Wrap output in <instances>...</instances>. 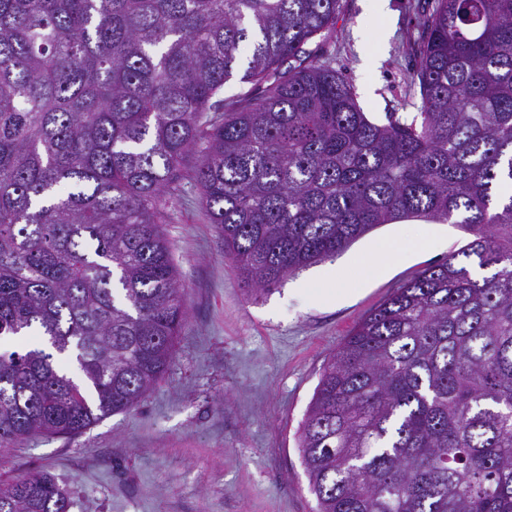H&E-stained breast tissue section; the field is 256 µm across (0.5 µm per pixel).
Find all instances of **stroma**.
Listing matches in <instances>:
<instances>
[{"label":"stroma","instance_id":"35a3bbf8","mask_svg":"<svg viewBox=\"0 0 512 512\" xmlns=\"http://www.w3.org/2000/svg\"><path fill=\"white\" fill-rule=\"evenodd\" d=\"M427 0H343L325 48L380 119L414 102L412 42ZM188 315L161 381L130 411L75 436H36L0 450V486L52 474L69 512H315L298 435L328 356L369 311L431 264L461 250V224L409 218L382 224L336 257L248 295L198 191L170 203L165 226ZM396 265L374 260L386 242ZM371 266L359 264V257ZM346 289L327 300L328 272Z\"/></svg>","mask_w":512,"mask_h":512}]
</instances>
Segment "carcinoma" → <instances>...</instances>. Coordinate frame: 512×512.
Here are the masks:
<instances>
[{
  "label": "carcinoma",
  "instance_id": "obj_1",
  "mask_svg": "<svg viewBox=\"0 0 512 512\" xmlns=\"http://www.w3.org/2000/svg\"><path fill=\"white\" fill-rule=\"evenodd\" d=\"M342 0H0V448L136 406L186 320L164 224L196 186L251 293L409 217L474 239L334 351L299 436L317 512H512V0H431L415 115L309 49ZM253 89L226 108L235 74ZM75 350L77 383L54 354ZM54 477L0 512H68Z\"/></svg>",
  "mask_w": 512,
  "mask_h": 512
}]
</instances>
